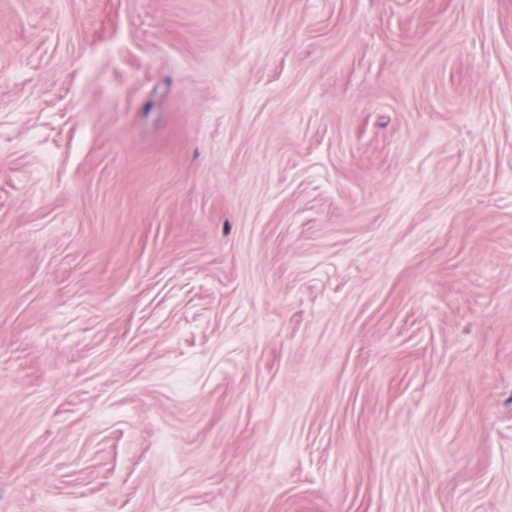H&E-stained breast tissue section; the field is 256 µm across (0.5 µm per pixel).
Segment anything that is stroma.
I'll use <instances>...</instances> for the list:
<instances>
[{
  "label": "stroma",
  "instance_id": "1",
  "mask_svg": "<svg viewBox=\"0 0 512 512\" xmlns=\"http://www.w3.org/2000/svg\"><path fill=\"white\" fill-rule=\"evenodd\" d=\"M0 512H512V0H0Z\"/></svg>",
  "mask_w": 512,
  "mask_h": 512
}]
</instances>
